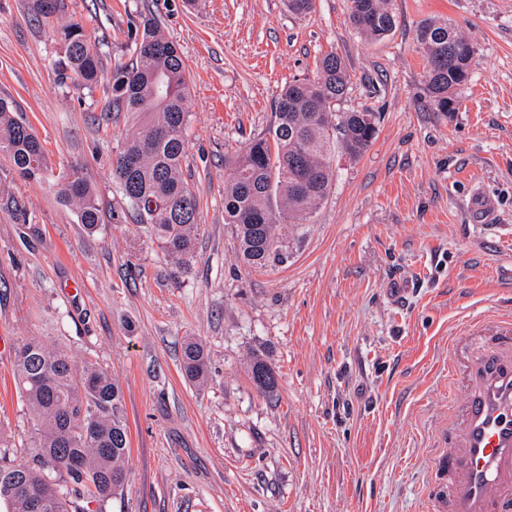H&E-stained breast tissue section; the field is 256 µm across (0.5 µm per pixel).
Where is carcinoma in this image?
<instances>
[{
  "instance_id": "1",
  "label": "carcinoma",
  "mask_w": 512,
  "mask_h": 512,
  "mask_svg": "<svg viewBox=\"0 0 512 512\" xmlns=\"http://www.w3.org/2000/svg\"><path fill=\"white\" fill-rule=\"evenodd\" d=\"M391 0H351L350 20L369 39L387 36L396 26ZM416 38L425 59V89L438 112L467 80L471 64L458 53L468 40L446 18H428ZM134 62L112 73V105L127 112L132 134L112 160V176L127 205L152 227L164 254L176 263L192 256L197 224V199L183 176L189 80L180 47L144 19L130 34ZM64 49L57 72L63 82L91 88L101 77L100 56L78 23L61 31ZM350 74L344 58L334 52L317 62L313 80H295L280 93L274 123L228 159L231 178L224 186V223L236 228L239 255L253 269L282 261L277 223L306 224L335 185L336 157L358 158L377 133L371 109L338 112ZM0 152L27 180L41 181L49 170L44 146L30 125L19 121L11 104L0 99ZM69 179L58 193L73 203L80 223L93 231L102 222L95 193L71 164ZM16 387L33 413L30 460L9 458L10 441L0 437V503L9 512H29L21 496L7 498L13 486L37 489L48 512H85L93 502L104 505L125 484L129 452L122 417V392L100 362L74 360L63 347L32 337L14 349ZM180 367L187 380L203 384L207 356L196 337L182 346ZM269 375L257 386L271 396L274 370L254 359L251 380Z\"/></svg>"
}]
</instances>
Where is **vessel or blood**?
Returning a JSON list of instances; mask_svg holds the SVG:
<instances>
[{
    "label": "vessel or blood",
    "instance_id": "b4317fda",
    "mask_svg": "<svg viewBox=\"0 0 512 512\" xmlns=\"http://www.w3.org/2000/svg\"><path fill=\"white\" fill-rule=\"evenodd\" d=\"M461 398L433 435L432 512H512V313L466 322L450 342Z\"/></svg>",
    "mask_w": 512,
    "mask_h": 512
}]
</instances>
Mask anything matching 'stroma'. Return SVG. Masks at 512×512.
Listing matches in <instances>:
<instances>
[{
    "label": "stroma",
    "mask_w": 512,
    "mask_h": 512,
    "mask_svg": "<svg viewBox=\"0 0 512 512\" xmlns=\"http://www.w3.org/2000/svg\"><path fill=\"white\" fill-rule=\"evenodd\" d=\"M371 41L350 0H0V97L51 163L23 179L0 154V336L38 337L98 360L120 386L127 482L106 512H424L431 433L448 416V343L487 312L512 311V0H392ZM155 18L189 72L185 178L198 200L192 258L174 264L112 178L132 132L109 78ZM447 17L476 49L453 112L425 90L416 28ZM84 26L100 54L93 89L61 84L59 33ZM351 82L339 105L372 108L377 134L339 155L335 189L309 223H281L282 262L244 267L224 221L225 158L274 122L289 82L325 53ZM79 165L103 213L95 232L57 192ZM494 205L486 226L471 204ZM394 288L405 298L391 300ZM208 355L205 385L180 370L184 337ZM262 357L277 390L250 379ZM34 419L0 356V429L16 459Z\"/></svg>",
    "instance_id": "stroma-1"
}]
</instances>
